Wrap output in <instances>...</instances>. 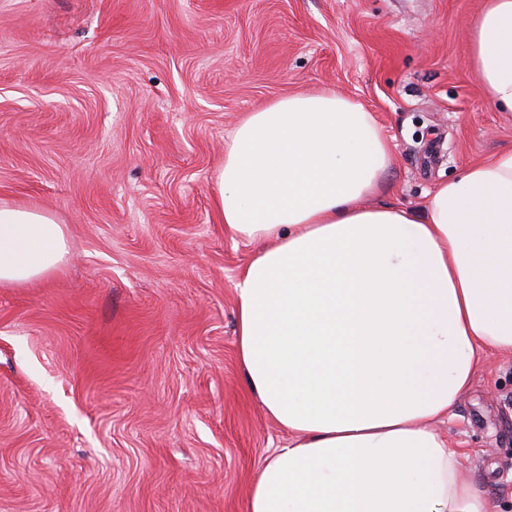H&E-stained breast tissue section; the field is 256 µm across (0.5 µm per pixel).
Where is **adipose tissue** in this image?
Masks as SVG:
<instances>
[{"label": "adipose tissue", "instance_id": "ef3b65f1", "mask_svg": "<svg viewBox=\"0 0 512 512\" xmlns=\"http://www.w3.org/2000/svg\"><path fill=\"white\" fill-rule=\"evenodd\" d=\"M471 61L512 112V0H482ZM391 162L371 113L330 89L248 113L224 147L216 210L265 244L235 285L239 366L289 435L244 512H501L433 424L487 355L512 360V148L411 210L367 203ZM67 253L51 214L0 200V286Z\"/></svg>", "mask_w": 512, "mask_h": 512}]
</instances>
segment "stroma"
<instances>
[{
  "mask_svg": "<svg viewBox=\"0 0 512 512\" xmlns=\"http://www.w3.org/2000/svg\"><path fill=\"white\" fill-rule=\"evenodd\" d=\"M480 0H0V198L65 264L0 288V512H244L288 434L246 391L215 209L248 113L330 88L394 146L375 204L419 207L512 147L471 67ZM437 431L512 512V361Z\"/></svg>",
  "mask_w": 512,
  "mask_h": 512,
  "instance_id": "35a3bbf8",
  "label": "stroma"
}]
</instances>
